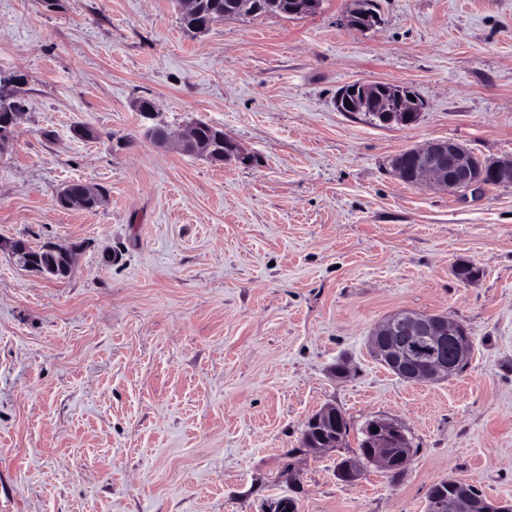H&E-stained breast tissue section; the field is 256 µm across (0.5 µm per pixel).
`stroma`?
<instances>
[{
  "label": "stroma",
  "instance_id": "35a3bbf8",
  "mask_svg": "<svg viewBox=\"0 0 512 512\" xmlns=\"http://www.w3.org/2000/svg\"><path fill=\"white\" fill-rule=\"evenodd\" d=\"M376 2L367 31L322 0L194 36L172 0H0V73L25 105L0 157V512H425L448 476L512 504V185L462 200L390 166L441 139L512 157V0ZM375 82L415 92L418 121L337 111ZM141 99L252 163L158 149ZM70 181L104 206L58 208ZM17 239L73 249V272L22 270ZM402 309L463 324L467 370L410 383L376 360L370 332ZM327 406L349 433L316 454L302 432ZM380 419L411 465L340 480Z\"/></svg>",
  "mask_w": 512,
  "mask_h": 512
}]
</instances>
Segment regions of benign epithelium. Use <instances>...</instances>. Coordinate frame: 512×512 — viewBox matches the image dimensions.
<instances>
[{
	"label": "benign epithelium",
	"instance_id": "1",
	"mask_svg": "<svg viewBox=\"0 0 512 512\" xmlns=\"http://www.w3.org/2000/svg\"><path fill=\"white\" fill-rule=\"evenodd\" d=\"M346 23L359 30H369L378 18L364 12L362 0H350V8L345 16ZM408 94L410 90L399 87L398 97L404 107L393 117L397 125L406 127L413 123L415 106ZM140 112L141 127L146 133L157 131L156 107L145 110L141 103L135 104ZM21 116L19 112H5L0 115V151L8 152L14 142V133ZM157 145L181 154L197 156L206 160L213 158L214 141L204 136L201 126L193 122L178 134L165 132ZM420 173V183H432L451 195L461 197L471 193L481 194L492 185L512 183V159L484 163L467 153L453 140H439L406 150L404 165L398 174L404 178ZM65 202L73 209L80 208L88 199H101L100 187L90 183H79V191L74 193L63 187ZM46 250L60 255L59 264L44 265L39 258L23 249L11 248V253L21 267L29 272L45 276L71 274L75 267V255L56 245ZM465 332L462 324L446 316L422 318L409 310L393 314L378 330V335L370 337V349L390 368L403 371L416 365L424 368L423 377L428 382L446 379L457 373L458 361L469 354L460 335ZM336 414V408L327 406L313 415L308 421V429L324 431L328 418ZM374 426L378 431L370 432V458L384 469H403L409 466L410 457L405 449H390L393 439L402 434V426L394 421L377 420ZM429 512H473L476 506L465 492H457L446 498L429 499Z\"/></svg>",
	"mask_w": 512,
	"mask_h": 512
}]
</instances>
